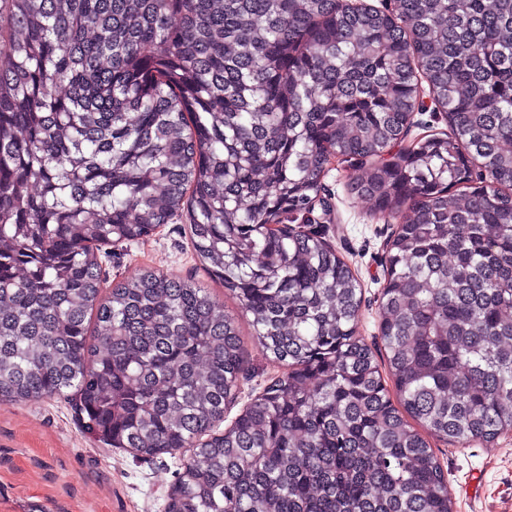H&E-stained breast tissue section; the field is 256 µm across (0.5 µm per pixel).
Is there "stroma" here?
Listing matches in <instances>:
<instances>
[{"instance_id": "1", "label": "stroma", "mask_w": 512, "mask_h": 512, "mask_svg": "<svg viewBox=\"0 0 512 512\" xmlns=\"http://www.w3.org/2000/svg\"><path fill=\"white\" fill-rule=\"evenodd\" d=\"M350 163L336 162L325 178L333 211L319 230L350 265L363 287L358 336L379 347L377 301L386 283V244L400 216L376 213L371 200L351 194ZM106 281L159 270L208 290L235 315L247 354L248 376L228 405L225 422L284 367L253 335L249 316L213 281L190 244L185 220L164 225L130 245L100 252ZM74 389L38 402H0V512H163L182 456L140 457L107 446L87 426ZM448 477L453 512H512V432L492 442L448 445L431 440Z\"/></svg>"}]
</instances>
